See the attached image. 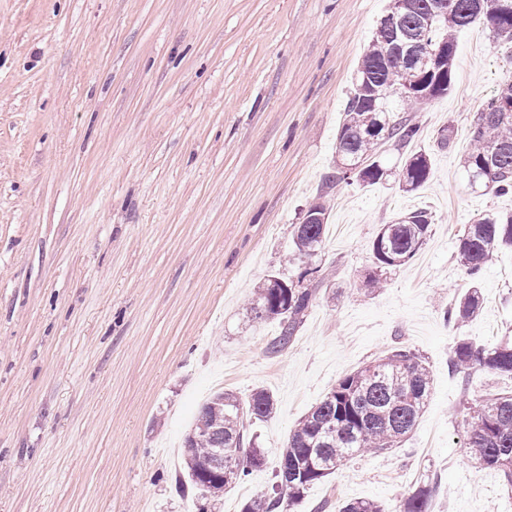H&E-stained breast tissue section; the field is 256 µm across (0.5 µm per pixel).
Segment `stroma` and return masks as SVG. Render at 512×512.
Here are the masks:
<instances>
[{
	"label": "stroma",
	"mask_w": 512,
	"mask_h": 512,
	"mask_svg": "<svg viewBox=\"0 0 512 512\" xmlns=\"http://www.w3.org/2000/svg\"><path fill=\"white\" fill-rule=\"evenodd\" d=\"M387 0H0V512H197L176 479L200 406L269 389L251 431L264 465L224 497L240 512L270 489L288 433L346 373L398 347L429 367V404L401 447L345 462L293 512L323 501L394 507L433 481L429 512H512L498 472L466 448L468 402L512 378L448 368L452 346L512 341V250L484 269V302L443 312L472 282L467 224L512 212L471 187L475 112L512 78V47L486 22L457 35L447 95L420 106L432 160L402 191L391 176L326 184L357 64ZM450 129L448 145L439 134ZM325 203L324 280L293 342L266 350L254 286L295 280L294 230ZM425 209L408 263L377 269L382 225ZM377 273L381 291L365 281ZM483 304V295L480 288L474 284L465 296L445 311L448 321H465L476 315Z\"/></svg>",
	"instance_id": "1"
}]
</instances>
